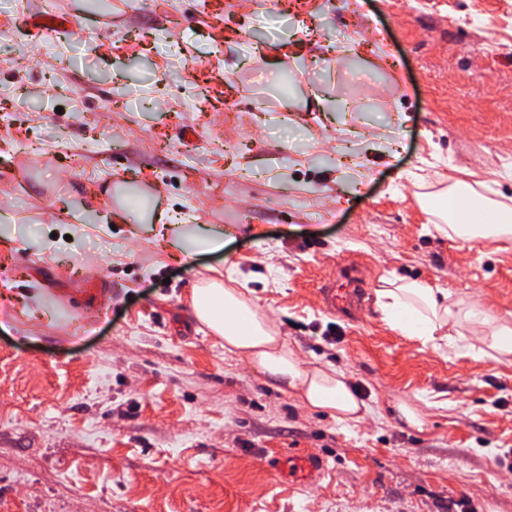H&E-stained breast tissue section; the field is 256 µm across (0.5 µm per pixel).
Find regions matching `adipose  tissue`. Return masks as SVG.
<instances>
[{
  "mask_svg": "<svg viewBox=\"0 0 512 512\" xmlns=\"http://www.w3.org/2000/svg\"><path fill=\"white\" fill-rule=\"evenodd\" d=\"M462 209L472 213L470 222L451 225V232L466 241L512 236V207L496 204L490 217H483L484 198L472 186L460 184ZM112 218L132 220L148 234L170 235V247L189 258L224 247L221 228L205 224H170L164 210L136 186H116ZM375 305L383 321L394 331L423 342L440 340L448 346L466 348L498 361H512V320L495 314L474 299L456 307L447 290L421 280L386 281L376 289ZM196 318L222 339L225 351L245 356L280 391L292 392L311 410H324L337 421L365 418L368 408L355 396L346 375L334 367L312 366L289 347L280 330L252 301L235 288L214 278L201 279L191 293Z\"/></svg>",
  "mask_w": 512,
  "mask_h": 512,
  "instance_id": "1",
  "label": "adipose tissue"
}]
</instances>
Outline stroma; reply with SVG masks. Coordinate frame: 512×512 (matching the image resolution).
I'll return each instance as SVG.
<instances>
[{
	"mask_svg": "<svg viewBox=\"0 0 512 512\" xmlns=\"http://www.w3.org/2000/svg\"><path fill=\"white\" fill-rule=\"evenodd\" d=\"M56 2L75 30L37 37L42 0H0V213L63 233L66 206L104 214L128 180L224 247L179 260L122 222L55 253L0 238V512H512V362L401 336L374 304L421 279L512 318V238L462 243L422 205L476 181L512 205V0ZM343 263L358 317L319 293ZM212 276L369 415L306 409L226 352L190 306ZM289 450L322 476L266 467ZM323 469V461L315 453H305L301 456H288V476H299L314 481Z\"/></svg>",
	"mask_w": 512,
	"mask_h": 512,
	"instance_id": "1",
	"label": "stroma"
}]
</instances>
